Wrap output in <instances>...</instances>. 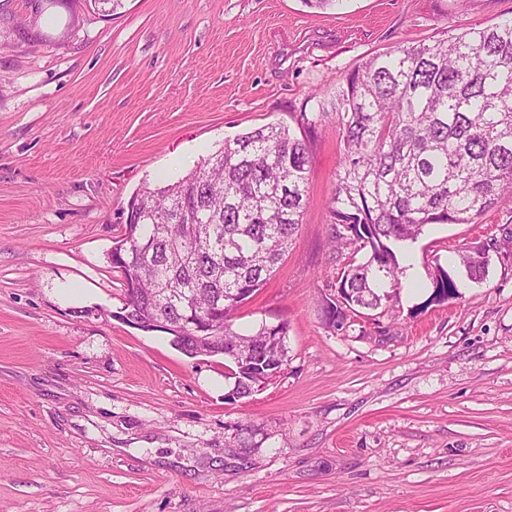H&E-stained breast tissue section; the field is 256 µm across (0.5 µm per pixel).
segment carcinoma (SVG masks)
<instances>
[{
	"label": "carcinoma",
	"instance_id": "carcinoma-1",
	"mask_svg": "<svg viewBox=\"0 0 512 512\" xmlns=\"http://www.w3.org/2000/svg\"><path fill=\"white\" fill-rule=\"evenodd\" d=\"M339 128L341 162L330 200L329 246L366 251L343 263L326 298L328 327L348 313L375 311L399 284L395 247L433 224H470L512 197V19L443 32L379 53L336 87L331 110L301 114L309 132ZM311 173L310 141L277 124L232 140L180 180L133 195L112 268L122 277L116 317L150 326L179 324L194 308L211 314L213 338L170 337L188 357L206 348L235 371V399L255 375L287 362L283 324L233 329L235 311L270 278L302 224ZM467 275H485L486 248L461 255ZM457 293L446 272L431 299Z\"/></svg>",
	"mask_w": 512,
	"mask_h": 512
}]
</instances>
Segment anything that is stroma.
I'll list each match as a JSON object with an SVG mask.
<instances>
[{
	"mask_svg": "<svg viewBox=\"0 0 512 512\" xmlns=\"http://www.w3.org/2000/svg\"><path fill=\"white\" fill-rule=\"evenodd\" d=\"M512 18V0H0V512H512V198L429 226L401 286L327 328L340 137L311 142L303 221L234 318L286 324L276 382L115 314L133 193L274 123L304 136L375 54ZM487 249L483 279L459 256ZM455 297L431 301L441 272Z\"/></svg>",
	"mask_w": 512,
	"mask_h": 512,
	"instance_id": "1",
	"label": "stroma"
}]
</instances>
